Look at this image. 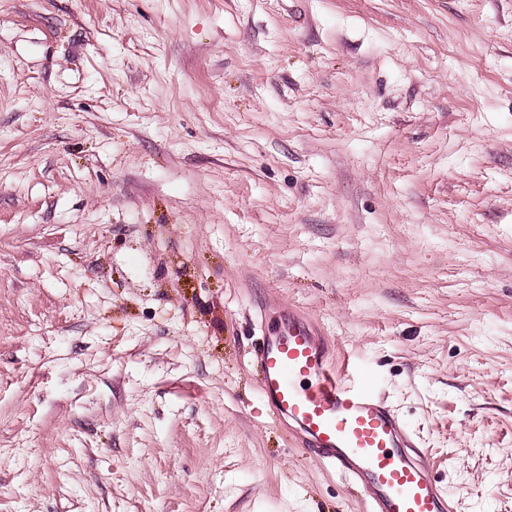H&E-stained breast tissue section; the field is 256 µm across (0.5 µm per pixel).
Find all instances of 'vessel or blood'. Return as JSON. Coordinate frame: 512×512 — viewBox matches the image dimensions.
<instances>
[{
    "label": "vessel or blood",
    "mask_w": 512,
    "mask_h": 512,
    "mask_svg": "<svg viewBox=\"0 0 512 512\" xmlns=\"http://www.w3.org/2000/svg\"><path fill=\"white\" fill-rule=\"evenodd\" d=\"M256 361L273 416L355 483L369 512H453L417 439L382 396L348 382L303 316L288 313L263 336Z\"/></svg>",
    "instance_id": "obj_1"
}]
</instances>
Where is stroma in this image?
<instances>
[{"label": "stroma", "mask_w": 512, "mask_h": 512, "mask_svg": "<svg viewBox=\"0 0 512 512\" xmlns=\"http://www.w3.org/2000/svg\"><path fill=\"white\" fill-rule=\"evenodd\" d=\"M291 309L512 512V0H0V512H365Z\"/></svg>", "instance_id": "1"}]
</instances>
